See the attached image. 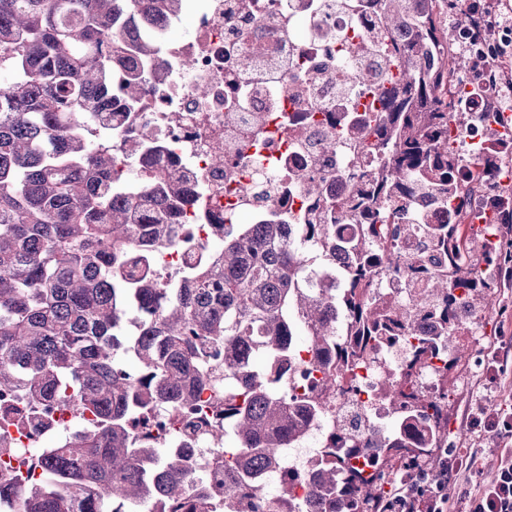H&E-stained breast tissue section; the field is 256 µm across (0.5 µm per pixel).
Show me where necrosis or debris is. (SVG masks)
<instances>
[{
	"instance_id": "4bbe7bcc",
	"label": "necrosis or debris",
	"mask_w": 512,
	"mask_h": 512,
	"mask_svg": "<svg viewBox=\"0 0 512 512\" xmlns=\"http://www.w3.org/2000/svg\"><path fill=\"white\" fill-rule=\"evenodd\" d=\"M373 21L356 0H201L189 36H160L155 74L136 109L87 114L88 122L116 134L148 131L162 145L155 166L192 176L188 202L174 217L182 244L151 262L150 275L160 287H177L201 255L221 248L217 225L246 222L289 225L285 239L303 258L302 287L344 288V253L297 230L311 207L297 175L306 170L325 177V193L333 200L348 190L345 174L374 170L380 162L369 154L359 165L344 147L332 153L313 147L340 122L347 138L359 135L355 121L367 99L360 79L378 73L388 59L375 46ZM407 363L403 343H384L357 369L356 393L334 391L325 412L281 449L278 467L259 477V487L291 470L311 472L335 426L356 421L367 429L387 428L390 415L377 389ZM179 418L164 405L148 423L168 456H191L200 482L219 489L224 470L211 462V442L186 445ZM73 421L71 413L58 412L50 428L13 432L11 465L69 431Z\"/></svg>"
}]
</instances>
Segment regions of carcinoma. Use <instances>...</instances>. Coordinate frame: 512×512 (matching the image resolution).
<instances>
[{"label":"carcinoma","instance_id":"carcinoma-1","mask_svg":"<svg viewBox=\"0 0 512 512\" xmlns=\"http://www.w3.org/2000/svg\"><path fill=\"white\" fill-rule=\"evenodd\" d=\"M183 0H0V395L20 406L0 422L27 421V410L61 404L92 416L75 441L30 458L48 481L20 471L0 475V496H16L22 512H88L89 504L153 502V512H255L259 489L243 473L277 467L279 449L298 440L321 403L305 393L279 394L299 365L337 388L351 367L396 336L414 339L407 371L440 357L441 377L469 349L459 341L493 288L512 287V244L504 225L512 213L499 201L475 209L494 190L504 198L500 157L476 151L468 180L454 177L461 159L451 148L459 116L481 127L484 112H458L448 87V0H371L379 35L390 40L391 63L372 89L378 106L363 116L362 149L383 154L364 181L332 204L323 186L298 173L316 205L336 209V223L357 224L359 237L338 240L350 259L347 288L336 296L298 287L302 259L283 245L282 224H230L224 247L192 268L181 288H158L147 264L176 243L171 220L186 203L184 178L155 168L147 136L112 150L80 121L116 104L135 109L158 51L143 28L179 17ZM424 195L449 209V222L425 235L424 252L404 259L385 245V219ZM484 219L473 235V216ZM300 233L329 247L330 224L317 210ZM407 273L425 281L430 303L413 310L373 299L379 276ZM160 305L136 335H119L128 301ZM341 310L350 338H336L332 311ZM434 336L414 334L420 319ZM132 359L129 375L115 367ZM243 385L217 392L222 379ZM393 407L385 433L336 429L314 476L310 508L292 496L302 473H288L271 512H375L386 473L432 477L434 451L447 446V396L425 399L397 383L382 392ZM159 404L183 410L181 431L224 448L222 497L197 486L190 461L161 460L158 441L135 430ZM234 424L226 447L215 417Z\"/></svg>","mask_w":512,"mask_h":512}]
</instances>
